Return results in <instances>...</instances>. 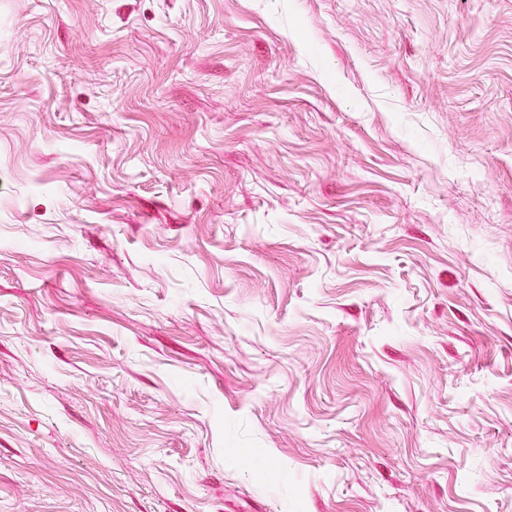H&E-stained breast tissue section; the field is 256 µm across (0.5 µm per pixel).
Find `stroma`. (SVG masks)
<instances>
[{
  "mask_svg": "<svg viewBox=\"0 0 512 512\" xmlns=\"http://www.w3.org/2000/svg\"><path fill=\"white\" fill-rule=\"evenodd\" d=\"M0 512H512V0H0Z\"/></svg>",
  "mask_w": 512,
  "mask_h": 512,
  "instance_id": "stroma-1",
  "label": "stroma"
}]
</instances>
